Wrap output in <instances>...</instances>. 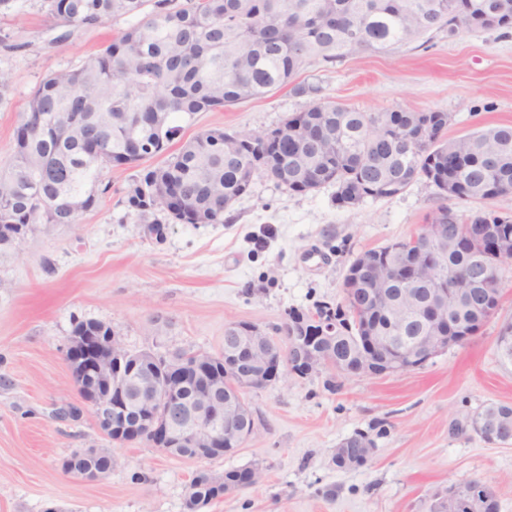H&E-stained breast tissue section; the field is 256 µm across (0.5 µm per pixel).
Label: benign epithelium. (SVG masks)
Returning <instances> with one entry per match:
<instances>
[{
	"instance_id": "obj_1",
	"label": "benign epithelium",
	"mask_w": 512,
	"mask_h": 512,
	"mask_svg": "<svg viewBox=\"0 0 512 512\" xmlns=\"http://www.w3.org/2000/svg\"><path fill=\"white\" fill-rule=\"evenodd\" d=\"M424 235L433 241L421 265L412 266V278L425 270V279L437 270L444 244L453 230L443 224L425 226ZM23 225L0 226V243L13 245L23 240ZM356 329L341 326L334 315L289 317L286 343L266 334L258 326L235 322L225 328L224 352L217 358L204 352L171 353L156 356L126 348L112 326L91 321L73 333L66 347V358L74 386L83 407L90 412L97 428L118 445L144 443L168 455L189 453L205 460L218 453L230 454L253 434L255 420L242 398L245 391L279 382L286 374L309 375L330 367L347 376H382L408 372L424 366L450 347L466 344L471 336L452 328L449 313L457 304L473 296L471 288H433L424 295L409 291L395 299L403 315L402 324L420 311L429 312V321L420 336L399 349L389 345L371 329L372 314L378 309L379 294L374 288H353ZM352 337L356 350L352 357L332 362L328 351ZM224 364L219 371L218 364ZM191 387L193 397H184ZM503 416L477 418L474 433L496 443L504 429ZM371 441L363 434L342 440L334 449L336 466L341 469L364 465ZM260 468L251 467L240 481L230 472L218 475L224 493L251 483ZM482 486L460 482L444 495H436L433 512H485Z\"/></svg>"
}]
</instances>
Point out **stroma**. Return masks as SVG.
I'll use <instances>...</instances> for the list:
<instances>
[{
	"mask_svg": "<svg viewBox=\"0 0 512 512\" xmlns=\"http://www.w3.org/2000/svg\"><path fill=\"white\" fill-rule=\"evenodd\" d=\"M128 25L84 28L52 18L39 0L0 6V170L26 101L47 74L78 66ZM296 82L364 112L406 108L448 113L447 138L512 125V33L437 36L388 54L314 62ZM290 87L212 112L181 114L178 150L204 129L266 131L305 108ZM143 166L101 171L95 208L77 223L32 225L25 241L0 245V512H185L199 469L259 466L260 481L205 512H429L432 497L459 481L488 484L499 512H512V444L482 441L474 415L512 403V363L495 349L512 320V263L502 270L497 314L463 346L422 368L347 377L323 369L246 393L256 428L234 454L201 462L145 444H111L81 399L65 345L78 322L110 324L132 351L221 353L224 329L256 324L280 336L289 311L344 300L350 262L365 250L416 234L443 203L425 180L404 192L344 208L334 187L297 195L266 176L224 212L220 224H180L159 213L162 236L127 209L124 191ZM364 433L367 464L341 469L333 450ZM82 448H108L116 463L85 482L64 473Z\"/></svg>",
	"mask_w": 512,
	"mask_h": 512,
	"instance_id": "35a3bbf8",
	"label": "stroma"
}]
</instances>
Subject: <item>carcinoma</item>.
<instances>
[{
	"label": "carcinoma",
	"mask_w": 512,
	"mask_h": 512,
	"mask_svg": "<svg viewBox=\"0 0 512 512\" xmlns=\"http://www.w3.org/2000/svg\"><path fill=\"white\" fill-rule=\"evenodd\" d=\"M65 25L92 27L132 18L80 65L46 75L31 93L13 132L7 171L0 174V224H73L98 201L106 168H123L168 153L192 115L259 98L292 83L314 61L333 65L361 53L425 45L442 34L512 28V0H43ZM448 113L395 109L361 112L335 101H314L268 134L208 129L169 153L126 189L128 209L155 211L183 224L206 213L224 223V208L247 192L257 174L296 194L336 187L335 201L393 197L419 178L450 201H485L512 194V125L453 139L443 136ZM493 224L480 240L464 231ZM456 224L457 240L441 258V283L459 287L475 255L492 251L496 231L512 218L486 213L462 220L443 205L430 224ZM382 264L368 288L391 295L407 287V267L422 253L403 241L369 249ZM501 261L468 287L500 288ZM479 300H465L452 315L461 331H480ZM419 322L390 327L381 336H413ZM103 474L115 458L98 449L84 461ZM187 496H221L196 471Z\"/></svg>",
	"instance_id": "cac0c4a2"
}]
</instances>
